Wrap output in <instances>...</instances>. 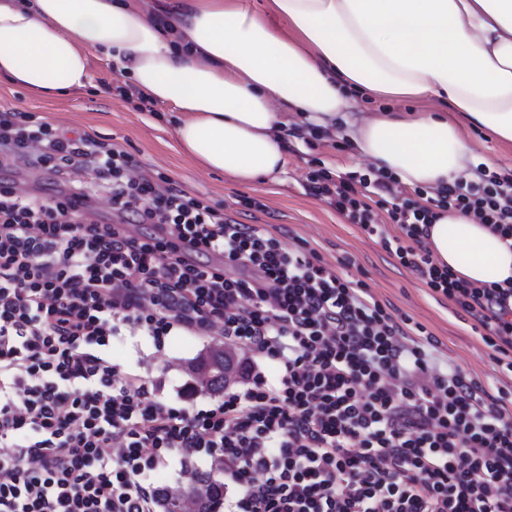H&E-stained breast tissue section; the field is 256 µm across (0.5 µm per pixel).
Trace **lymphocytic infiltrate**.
Returning a JSON list of instances; mask_svg holds the SVG:
<instances>
[{
	"label": "lymphocytic infiltrate",
	"instance_id": "f902f5d3",
	"mask_svg": "<svg viewBox=\"0 0 512 512\" xmlns=\"http://www.w3.org/2000/svg\"><path fill=\"white\" fill-rule=\"evenodd\" d=\"M20 161L70 181L48 199L0 186V512H155L163 489L145 474L176 452L223 463L236 490L224 512H512V391L439 366L423 325L306 246L285 248L164 173L134 175L124 149L0 111V169ZM475 174L429 207L375 168L340 180L313 169L307 190L481 327L512 371V284L460 279L427 246L450 208L512 241V175ZM93 187L111 223L79 212ZM126 327L158 345L218 331L250 354L239 387L199 409L160 403L108 357Z\"/></svg>",
	"mask_w": 512,
	"mask_h": 512
}]
</instances>
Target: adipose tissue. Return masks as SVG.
Masks as SVG:
<instances>
[{
	"label": "adipose tissue",
	"instance_id": "ef3b65f1",
	"mask_svg": "<svg viewBox=\"0 0 512 512\" xmlns=\"http://www.w3.org/2000/svg\"><path fill=\"white\" fill-rule=\"evenodd\" d=\"M284 26L276 28L271 17ZM104 54L148 101L181 112V153L251 183L285 166L291 115L351 141L402 184L473 178L464 126L512 144V0H0V82L77 92ZM432 97L461 114L385 112L361 123L349 89ZM435 262L469 282L512 279V249L471 215L429 228Z\"/></svg>",
	"mask_w": 512,
	"mask_h": 512
}]
</instances>
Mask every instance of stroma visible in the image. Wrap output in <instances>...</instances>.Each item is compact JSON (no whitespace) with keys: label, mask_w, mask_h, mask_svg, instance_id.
<instances>
[{"label":"stroma","mask_w":512,"mask_h":512,"mask_svg":"<svg viewBox=\"0 0 512 512\" xmlns=\"http://www.w3.org/2000/svg\"><path fill=\"white\" fill-rule=\"evenodd\" d=\"M119 78L114 64L95 54L91 57L90 82L82 92L43 98L1 82L0 108L30 112L62 130L119 144L139 161L143 172H163L177 186L207 197L217 208L237 211L236 201L242 195L261 200L266 212L237 211L239 221L269 229L289 247L307 241L324 261L342 263L349 280L423 324L438 339L442 356L465 374L480 379L488 391L512 383L470 322L458 318L447 299L431 295L380 243L345 223L334 208L308 193L305 176L309 160H317L338 174L362 173L370 167V160L358 152L344 128L309 144L290 138L287 162L277 180L242 184L224 173L206 170L179 152L174 136L179 114L170 106L157 103L152 111L140 112L132 103L109 93V86ZM350 100L354 111L368 116L442 109L434 99L396 100L365 90L353 92ZM219 341L214 334L188 336L176 331L158 346L151 337L126 334L113 337L112 362L119 370L134 369L154 381L158 400L175 406L179 403L178 387L190 379V362ZM195 472L212 474L219 481L224 478L208 457L186 459L175 454L164 466L149 472L148 479L174 489Z\"/></svg>","instance_id":"obj_1"}]
</instances>
